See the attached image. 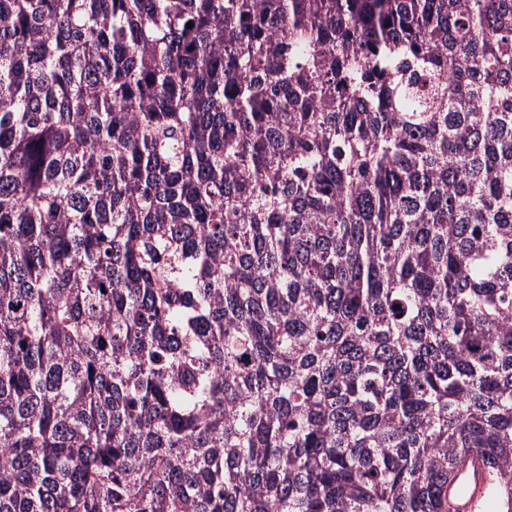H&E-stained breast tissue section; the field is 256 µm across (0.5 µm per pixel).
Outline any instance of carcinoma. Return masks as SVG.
Segmentation results:
<instances>
[{
	"instance_id": "carcinoma-1",
	"label": "carcinoma",
	"mask_w": 512,
	"mask_h": 512,
	"mask_svg": "<svg viewBox=\"0 0 512 512\" xmlns=\"http://www.w3.org/2000/svg\"><path fill=\"white\" fill-rule=\"evenodd\" d=\"M474 453L512 512V0H0V512H447Z\"/></svg>"
}]
</instances>
